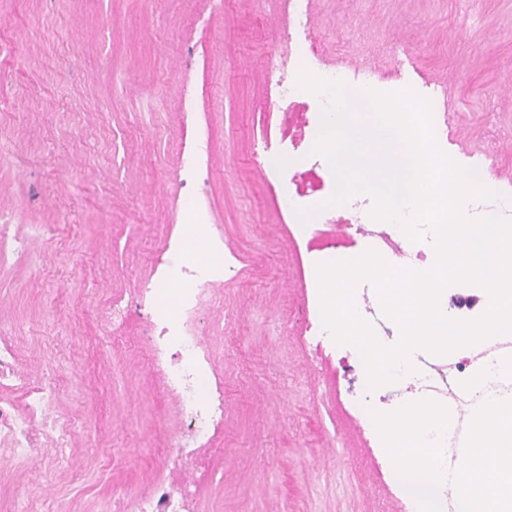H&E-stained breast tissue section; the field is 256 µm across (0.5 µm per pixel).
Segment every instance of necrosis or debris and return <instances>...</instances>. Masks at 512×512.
<instances>
[{"label":"necrosis or debris","mask_w":512,"mask_h":512,"mask_svg":"<svg viewBox=\"0 0 512 512\" xmlns=\"http://www.w3.org/2000/svg\"><path fill=\"white\" fill-rule=\"evenodd\" d=\"M370 200H352L347 204L348 223L366 225L367 235L375 240L377 254L393 252L406 264H417L420 252L411 250V241L398 226L372 219ZM173 251H192L206 256L203 264L170 265L163 277L178 281L176 291L145 288L127 304H114L113 320H122L126 309L144 311L155 333L151 335L152 363L167 390L178 400L187 422V440L179 444L173 457L174 475L159 477L150 496L128 494L119 498L114 512H191L192 492L186 477L206 467L205 451L197 447L200 436L215 433L224 425V390L210 388L214 375L212 355L199 335L194 321L207 301V284L224 279V239L206 224L202 211L172 245ZM21 353L13 339L0 331V448L25 457L37 448L60 450L71 440L68 423L50 418L54 389L32 375L22 373ZM415 388L427 398L450 403L458 412L478 406L486 392L502 397L512 395V377H496L486 390L463 389L455 384L458 366L419 358ZM210 395H203V388Z\"/></svg>","instance_id":"4bbe7bcc"}]
</instances>
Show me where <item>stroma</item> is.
<instances>
[{
    "label": "stroma",
    "instance_id": "stroma-1",
    "mask_svg": "<svg viewBox=\"0 0 512 512\" xmlns=\"http://www.w3.org/2000/svg\"><path fill=\"white\" fill-rule=\"evenodd\" d=\"M317 65L390 89L437 88L439 141L512 192V0H310ZM280 0H0V330L55 383L73 427L55 458L0 450V512H113L152 492L184 421L150 360L149 325L104 320L157 282L192 209L230 261L199 315L224 430L196 512H403L359 407L362 370L326 337L314 266L345 207L301 228L281 203L335 190L298 99L282 131ZM290 163L269 178L262 155Z\"/></svg>",
    "mask_w": 512,
    "mask_h": 512
}]
</instances>
